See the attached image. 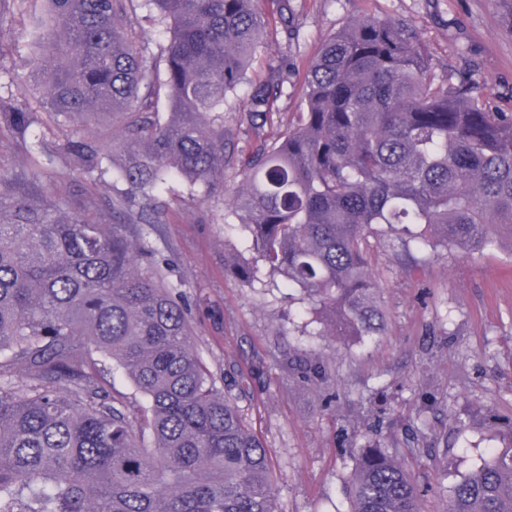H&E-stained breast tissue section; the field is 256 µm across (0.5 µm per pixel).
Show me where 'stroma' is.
<instances>
[{
  "label": "stroma",
  "instance_id": "stroma-1",
  "mask_svg": "<svg viewBox=\"0 0 512 512\" xmlns=\"http://www.w3.org/2000/svg\"><path fill=\"white\" fill-rule=\"evenodd\" d=\"M302 38L290 45L281 0H255L266 23L248 71L251 83L276 77L283 60L299 72L283 86L259 128L245 96L224 107V189L243 179L242 163L263 141L295 124L301 73L353 15L399 17L419 32L438 77L462 76L512 112V0H294ZM44 16L25 0L0 22V69H24ZM49 154L0 139V168L27 174L26 190L71 184L103 216L117 185L73 171L62 150L68 128L46 126ZM147 239L171 264L170 281L189 303L192 341L219 388L233 396L262 440L277 512H348L352 451L371 440L396 450L422 492V512H445L448 490L488 449L512 444L500 424L512 417V248L481 255L408 257L399 242L374 252L382 335L349 342L326 335L299 289L249 287L232 256L251 258L242 225L224 222L225 200L172 180L154 195ZM322 365L323 375L312 369Z\"/></svg>",
  "mask_w": 512,
  "mask_h": 512
}]
</instances>
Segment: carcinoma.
<instances>
[{
    "mask_svg": "<svg viewBox=\"0 0 512 512\" xmlns=\"http://www.w3.org/2000/svg\"><path fill=\"white\" fill-rule=\"evenodd\" d=\"M44 2L27 72L0 71V90L32 85L59 127L121 113L112 143L77 131L63 150L90 177L123 152L112 211L125 223L91 214V197L68 216L54 191L23 192L25 177L0 168V512H276L266 448L199 357L170 263L131 238L168 180L224 188V102L263 39L254 0ZM139 9L166 36L160 70L131 28ZM281 19L298 41L291 0ZM302 90L297 124L257 148L231 194L225 223L248 230L262 264H237L245 282L301 289L341 341L374 336L386 329L375 227L409 256L482 254L512 238V112L475 83L437 79L405 20L349 18ZM278 94V82L252 86V119ZM40 125L26 100L0 95L1 132L43 152ZM109 360L144 410L114 395ZM419 497L397 455L362 449L349 512H420ZM448 512H512V445L461 476Z\"/></svg>",
    "mask_w": 512,
    "mask_h": 512,
    "instance_id": "carcinoma-1",
    "label": "carcinoma"
}]
</instances>
